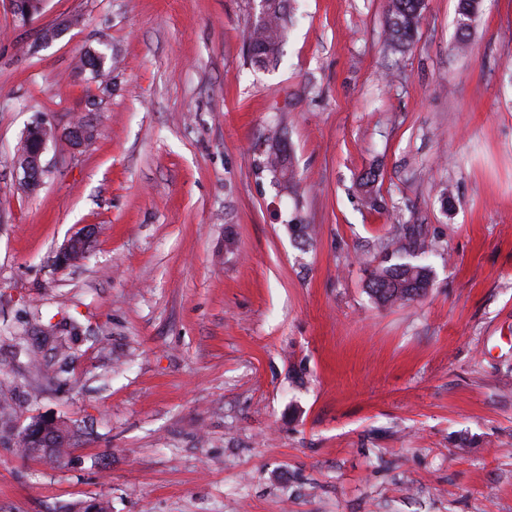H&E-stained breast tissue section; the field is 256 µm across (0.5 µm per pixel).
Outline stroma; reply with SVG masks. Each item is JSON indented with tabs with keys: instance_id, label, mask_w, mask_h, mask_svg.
<instances>
[{
	"instance_id": "obj_1",
	"label": "stroma",
	"mask_w": 512,
	"mask_h": 512,
	"mask_svg": "<svg viewBox=\"0 0 512 512\" xmlns=\"http://www.w3.org/2000/svg\"><path fill=\"white\" fill-rule=\"evenodd\" d=\"M387 4L288 0L260 68L248 0H46L27 26L0 0V382L17 422L74 431L59 462L0 445V512H512V0L462 48L457 0H426L403 53ZM104 48L92 109L75 63ZM38 113L98 133L47 149L30 194ZM281 146L294 180L260 168ZM402 224L437 244L433 284L382 307L366 285ZM47 321L78 325L40 353L50 380L17 344ZM287 0H269L266 19L259 24L251 16L243 31L245 45H248L251 62L259 67L277 62L287 37ZM94 233V227L85 225L80 232L72 236L56 254L58 266L65 268L83 259Z\"/></svg>"
}]
</instances>
